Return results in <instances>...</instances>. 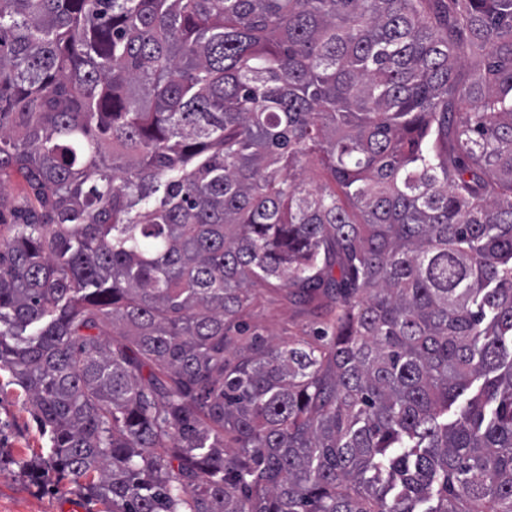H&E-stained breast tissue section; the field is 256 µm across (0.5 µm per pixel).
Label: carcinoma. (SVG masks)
<instances>
[{
  "label": "carcinoma",
  "mask_w": 512,
  "mask_h": 512,
  "mask_svg": "<svg viewBox=\"0 0 512 512\" xmlns=\"http://www.w3.org/2000/svg\"><path fill=\"white\" fill-rule=\"evenodd\" d=\"M9 173L23 467L106 512H512V0H0ZM251 324L265 326L288 341V336H302L315 326L317 318L308 309L286 300L282 294L263 291L247 318Z\"/></svg>",
  "instance_id": "1"
}]
</instances>
